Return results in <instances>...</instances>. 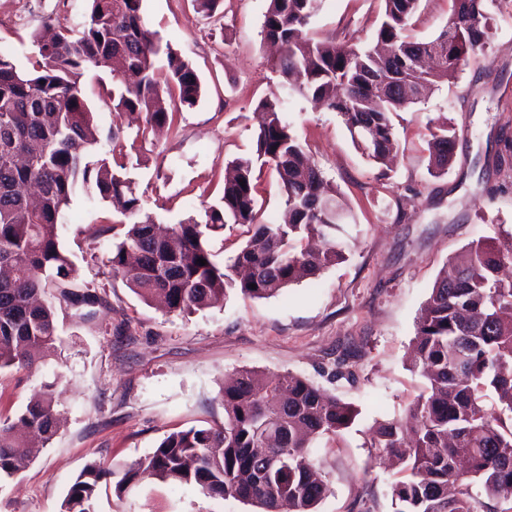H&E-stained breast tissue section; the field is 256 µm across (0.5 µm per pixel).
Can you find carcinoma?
Listing matches in <instances>:
<instances>
[{"label": "carcinoma", "mask_w": 512, "mask_h": 512, "mask_svg": "<svg viewBox=\"0 0 512 512\" xmlns=\"http://www.w3.org/2000/svg\"><path fill=\"white\" fill-rule=\"evenodd\" d=\"M80 28L47 18L33 35L32 71L0 52V369L31 370L57 350V313L94 305L75 291L72 262L60 241L72 196L107 202L124 226L107 258L110 274L170 313L205 309L231 292L269 298L346 259L338 240L347 218L303 143L280 117L288 98L309 96L340 115L352 141L379 163L397 152L391 116L461 70L486 48L494 16L488 0H451L433 37L411 34L419 0H383L376 44L349 50L315 40L306 27L321 0H270L265 39L279 45L276 67L284 97L262 100L266 114L256 157L237 158L218 204L200 223L189 217L161 233L132 178L118 162L121 137L100 131L83 97L85 68L109 67L113 108L144 117L141 133L171 126L174 109L192 107L201 83L171 46L145 23L143 0H90ZM166 51L167 69L155 67ZM430 173H447L456 149L451 128H429ZM278 176L288 220L259 219L257 164ZM248 238L219 263L208 238L228 226ZM207 264L202 266L197 259ZM512 241L487 238L443 269L421 308L413 339L414 366L428 385L405 416L378 423L367 443L375 459L391 458L403 476L392 487L394 512H512ZM256 284L251 288L250 284ZM224 425L172 432L152 453L118 474L88 463L70 485L64 512H93L96 491L113 482L124 496L138 476L232 497L258 512H316L328 493L312 442L353 424L357 412L307 379L241 370L222 390ZM52 384L15 420L0 419V476L27 457L26 433L48 442L58 431Z\"/></svg>", "instance_id": "1"}]
</instances>
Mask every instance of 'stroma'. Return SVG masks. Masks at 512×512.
<instances>
[{
	"label": "stroma",
	"instance_id": "1",
	"mask_svg": "<svg viewBox=\"0 0 512 512\" xmlns=\"http://www.w3.org/2000/svg\"><path fill=\"white\" fill-rule=\"evenodd\" d=\"M269 0H220L210 17L192 0H143L148 26L198 75V103L176 128L137 136L127 113L114 111L105 69L85 71V97L101 135L121 130L123 162L144 207L161 224L194 217L218 203L227 164L255 150L260 101L282 94L264 42ZM383 0H323L309 33L358 48L381 19ZM87 0H0V49L30 69L32 35L48 16L78 27ZM496 22L486 53L457 76L393 117L398 158H366L340 116L311 98L290 99L282 117L306 147L353 219L345 261L279 295L238 293L191 313L145 302L105 257L117 230L104 206L74 196L61 242L78 282L106 301L86 321L58 314L61 342L33 371H0V415L12 416L55 384L62 423L15 476L0 480V512H63L68 489L93 459L122 470L170 433L223 424L221 390L242 369L291 372L358 412L342 434L317 441L316 464L329 492L317 512H394L393 471L376 464L365 443L371 426L403 415L427 381L410 351L416 318L443 266L486 237L512 240V168L498 166L489 142L512 136V0H494ZM457 136L446 174L428 171L429 127ZM95 512H255L234 498L216 500L192 486L139 477L124 497L101 487Z\"/></svg>",
	"mask_w": 512,
	"mask_h": 512
}]
</instances>
